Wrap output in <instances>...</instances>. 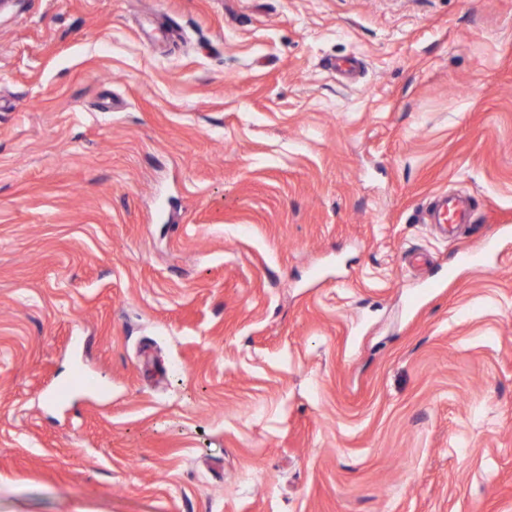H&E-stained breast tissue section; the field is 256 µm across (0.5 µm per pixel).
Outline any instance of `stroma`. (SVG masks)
<instances>
[{
	"instance_id": "35a3bbf8",
	"label": "stroma",
	"mask_w": 512,
	"mask_h": 512,
	"mask_svg": "<svg viewBox=\"0 0 512 512\" xmlns=\"http://www.w3.org/2000/svg\"><path fill=\"white\" fill-rule=\"evenodd\" d=\"M0 512H512V0L0 13ZM471 214L469 198L448 197L440 193L433 197L425 212L427 223L438 224L441 233L455 236L464 224H468Z\"/></svg>"
}]
</instances>
